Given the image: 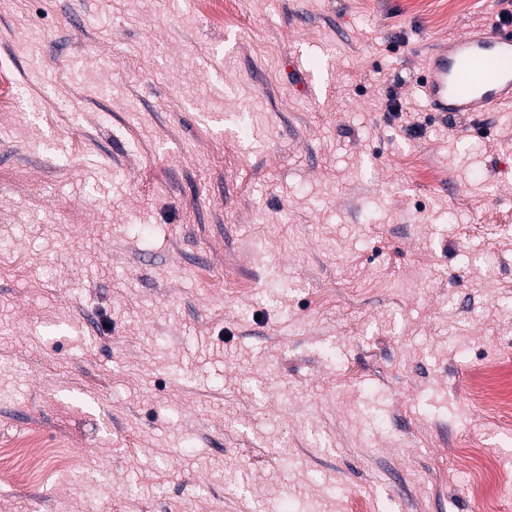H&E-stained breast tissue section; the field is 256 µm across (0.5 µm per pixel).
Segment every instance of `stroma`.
<instances>
[{
	"label": "stroma",
	"instance_id": "1",
	"mask_svg": "<svg viewBox=\"0 0 512 512\" xmlns=\"http://www.w3.org/2000/svg\"><path fill=\"white\" fill-rule=\"evenodd\" d=\"M504 7L0 0V439L83 462L0 512H512V109L419 86ZM470 396L476 402H492L505 410L512 407V395L509 394L508 397H503L492 382L490 375L474 379Z\"/></svg>",
	"mask_w": 512,
	"mask_h": 512
}]
</instances>
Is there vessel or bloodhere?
I'll list each match as a JSON object with an SVG mask.
<instances>
[{
	"mask_svg": "<svg viewBox=\"0 0 512 512\" xmlns=\"http://www.w3.org/2000/svg\"><path fill=\"white\" fill-rule=\"evenodd\" d=\"M431 111L487 112L512 105V27L473 29L435 43L421 84Z\"/></svg>",
	"mask_w": 512,
	"mask_h": 512,
	"instance_id": "obj_1",
	"label": "vessel or blood"
}]
</instances>
